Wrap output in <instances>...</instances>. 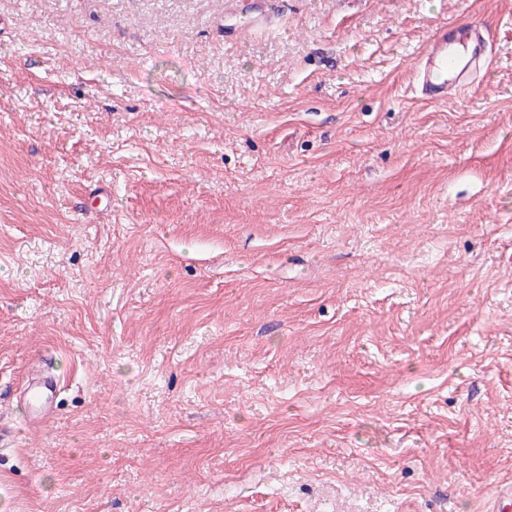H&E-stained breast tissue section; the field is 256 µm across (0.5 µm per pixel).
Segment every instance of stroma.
<instances>
[{
	"mask_svg": "<svg viewBox=\"0 0 512 512\" xmlns=\"http://www.w3.org/2000/svg\"><path fill=\"white\" fill-rule=\"evenodd\" d=\"M0 0V512H485L512 481V0ZM493 62L419 99L436 27ZM56 389V380L45 376L42 382L28 389L24 398L34 413H41L50 403Z\"/></svg>",
	"mask_w": 512,
	"mask_h": 512,
	"instance_id": "1",
	"label": "stroma"
}]
</instances>
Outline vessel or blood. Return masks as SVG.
<instances>
[{
	"instance_id": "vessel-or-blood-1",
	"label": "vessel or blood",
	"mask_w": 512,
	"mask_h": 512,
	"mask_svg": "<svg viewBox=\"0 0 512 512\" xmlns=\"http://www.w3.org/2000/svg\"><path fill=\"white\" fill-rule=\"evenodd\" d=\"M490 32L479 24H445L437 27L414 65L416 88L422 100L445 103L473 84L485 68ZM56 389L51 377L28 389L25 400L40 413Z\"/></svg>"
}]
</instances>
